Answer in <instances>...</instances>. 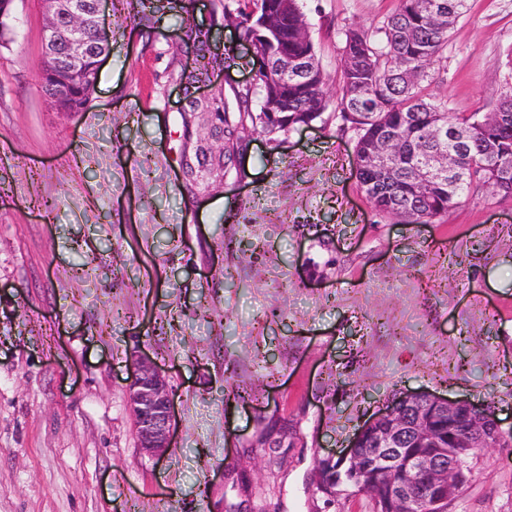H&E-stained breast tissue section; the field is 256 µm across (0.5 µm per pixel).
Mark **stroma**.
I'll return each instance as SVG.
<instances>
[{
  "label": "stroma",
  "instance_id": "1",
  "mask_svg": "<svg viewBox=\"0 0 512 512\" xmlns=\"http://www.w3.org/2000/svg\"><path fill=\"white\" fill-rule=\"evenodd\" d=\"M233 0H102L88 107L51 108L37 62L42 0L0 34V512H370L327 499L315 461L405 390L468 398L512 426V197L480 190L430 224L381 217L355 178L356 133L249 132L219 187L180 174L177 76L196 96L258 67ZM429 87L463 116L512 95V0H469ZM398 0H304L330 90L342 38ZM55 200L45 215L43 200ZM165 369L174 438L154 460L129 410L130 355ZM288 424L283 463L253 450ZM448 512H512V442L468 460ZM246 473V486L236 482Z\"/></svg>",
  "mask_w": 512,
  "mask_h": 512
}]
</instances>
